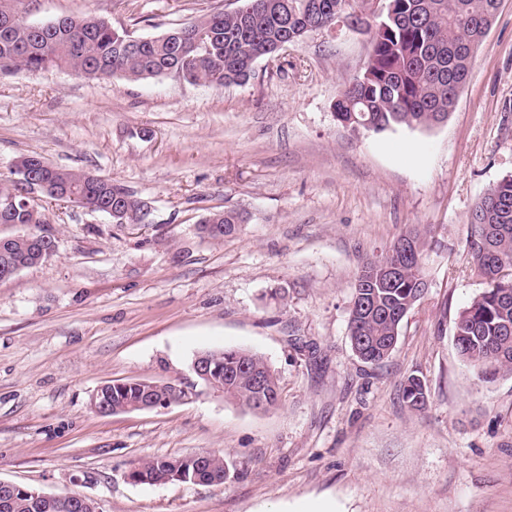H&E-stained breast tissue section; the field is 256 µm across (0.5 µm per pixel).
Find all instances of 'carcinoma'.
Segmentation results:
<instances>
[{"label":"carcinoma","mask_w":512,"mask_h":512,"mask_svg":"<svg viewBox=\"0 0 512 512\" xmlns=\"http://www.w3.org/2000/svg\"><path fill=\"white\" fill-rule=\"evenodd\" d=\"M26 0H0V73L39 72L52 68L71 69L87 79L121 76L144 80L183 69V78L226 86L248 80L255 62L267 44L281 36L298 40L313 25L330 27L346 22L354 13L375 15L371 50L359 80L351 82L334 104L337 121L352 130L382 132L395 127L429 128L438 115L448 111V99L456 84L467 80L472 56L468 45L481 44L485 25L493 22L502 0H273L276 9L265 8L266 0H248L255 5L245 21L237 13L217 11L172 28L162 35L134 37L103 18L92 15L65 16L46 24L25 18ZM44 178L56 188L54 200L82 206L93 201L112 205V193H133L112 185L109 179H93L82 171L55 167L37 155H28L22 168L13 172L10 184L0 187V199H27L28 174ZM152 210L136 199L129 204L128 224H150ZM224 227L206 237L222 240L240 230L242 215L234 210L216 211L202 223ZM5 224H47L45 207L25 203L14 212L0 215ZM467 248L486 288L457 315L454 343L460 357L479 378L491 382L502 372L512 373V286L498 281L505 263L512 265V176L501 179L493 196L482 198L471 215ZM409 247H404V243ZM426 231L413 227L382 255L367 261L356 279L349 312V340L363 362L384 363L398 342L404 317L423 297L419 288L425 278L416 257L423 256ZM46 259L39 246L19 235L0 238V280L12 278L7 265L20 261L31 267ZM388 265L400 267L398 281L385 287L373 282L374 274ZM218 366L215 381L224 398L249 409L270 411L278 406V380L269 365L244 349L208 350ZM263 381V392L254 389L255 378ZM179 385L158 380L112 383L103 391L111 410L145 397L176 402ZM417 377L402 387V401L413 410L426 406ZM138 483H167L174 475H186L185 483L198 478L200 485H213L223 478L229 465L220 454L201 462L192 457L153 458L133 465ZM77 499L65 495L51 503L35 502L31 496L0 488V512H79L67 507Z\"/></svg>","instance_id":"1"}]
</instances>
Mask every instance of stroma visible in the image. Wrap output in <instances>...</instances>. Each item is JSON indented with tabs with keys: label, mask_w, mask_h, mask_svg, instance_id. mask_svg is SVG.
<instances>
[{
	"label": "stroma",
	"mask_w": 512,
	"mask_h": 512,
	"mask_svg": "<svg viewBox=\"0 0 512 512\" xmlns=\"http://www.w3.org/2000/svg\"><path fill=\"white\" fill-rule=\"evenodd\" d=\"M245 3L31 0L27 18L93 14L151 37ZM369 51V32L335 25L224 87L0 75L1 182L36 154L111 179L154 217L117 224L50 204L54 252L0 282V481L100 512H512V373L479 379L452 322L486 288L466 246L471 212L512 175V0L432 128L337 122ZM218 210L240 212V232L200 237ZM417 224L428 291L390 358L364 364L348 338L357 273ZM223 348L271 366L276 409L205 388L154 410L92 406L110 381H194V356ZM413 374L422 411L401 397ZM211 451L229 464L219 486L126 478L141 460Z\"/></svg>",
	"instance_id": "35a3bbf8"
}]
</instances>
